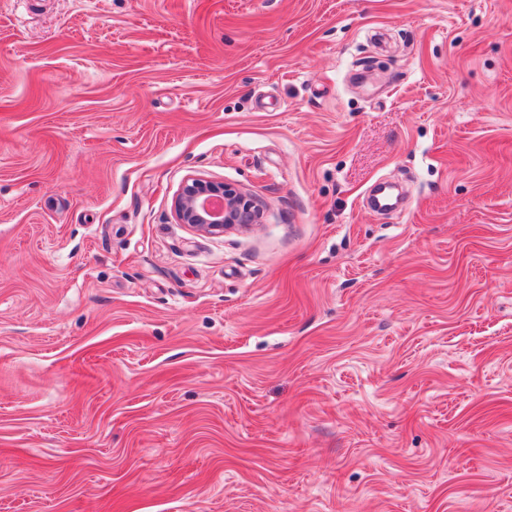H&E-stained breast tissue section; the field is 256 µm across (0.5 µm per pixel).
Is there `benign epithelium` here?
I'll list each match as a JSON object with an SVG mask.
<instances>
[{
    "mask_svg": "<svg viewBox=\"0 0 512 512\" xmlns=\"http://www.w3.org/2000/svg\"><path fill=\"white\" fill-rule=\"evenodd\" d=\"M173 209L178 223L205 235H222L263 223L260 206L235 185L189 177L177 193Z\"/></svg>",
    "mask_w": 512,
    "mask_h": 512,
    "instance_id": "1",
    "label": "benign epithelium"
}]
</instances>
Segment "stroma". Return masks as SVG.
I'll return each mask as SVG.
<instances>
[{"label": "stroma", "mask_w": 512, "mask_h": 512, "mask_svg": "<svg viewBox=\"0 0 512 512\" xmlns=\"http://www.w3.org/2000/svg\"><path fill=\"white\" fill-rule=\"evenodd\" d=\"M0 512H512V0H0ZM173 209L178 223L212 236L249 229L264 219L260 206L235 185L195 177L183 182Z\"/></svg>", "instance_id": "35a3bbf8"}]
</instances>
